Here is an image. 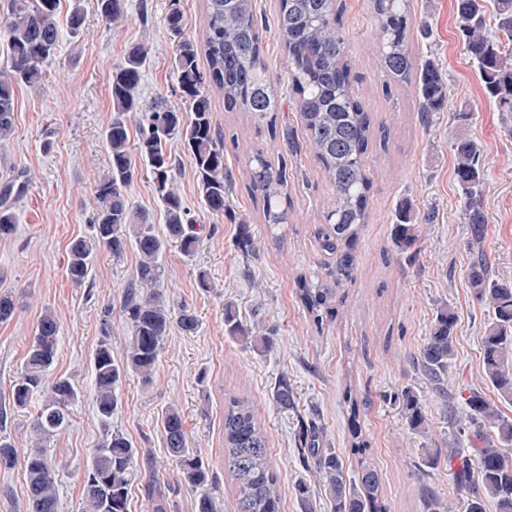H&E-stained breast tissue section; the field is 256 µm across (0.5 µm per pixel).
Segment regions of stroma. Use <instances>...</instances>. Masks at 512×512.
<instances>
[{"label": "stroma", "mask_w": 512, "mask_h": 512, "mask_svg": "<svg viewBox=\"0 0 512 512\" xmlns=\"http://www.w3.org/2000/svg\"><path fill=\"white\" fill-rule=\"evenodd\" d=\"M339 2L356 64V97L390 134L386 141H372L367 151L371 187L368 222L357 242L360 275L334 325L316 330L294 290L299 274L327 260L317 230L334 191L311 153L291 152L285 143L286 136L301 137L302 130L276 30L279 0H257L265 57L283 88L276 127L255 128L243 114L225 111L220 92L211 94L231 177L223 215L202 209L190 158L179 143L170 145L176 161L173 187L202 228L204 244L191 258L177 247L168 248L164 287L175 305L197 315L200 330L186 336L171 328L151 386H142L134 374L123 380L112 427L163 460L165 479L175 480L178 469L165 458L159 423L165 407L178 404L189 450L209 463L214 476L210 491L223 500L224 512H236L232 481L224 471L225 394H244L254 402L269 439L284 512H302L295 491L302 481L313 490L317 512H330L322 485L297 459L303 422L318 415L330 447L348 458L344 393L369 396L366 433L389 510L421 512V483L431 484L453 505L463 496L454 470L465 446L457 434L465 413L448 414L411 364L439 306L450 305L458 316L449 389L462 395L492 392L481 357L489 314L469 285V230L458 218L460 196L450 142L462 133L482 146L488 220L484 248L496 277L512 281V127L487 98L463 48L455 0L410 2L413 26L428 25L430 32L410 47L418 65L432 62L439 67L451 102L450 109L433 113L426 123L414 89L388 90L383 85L373 47L377 22L366 0ZM125 4L123 17L112 22L100 14L96 0H61L59 46L45 66L46 77L39 89L17 88L15 133L0 142V181L23 171L30 178L16 204L17 229L0 240V290H11L15 300L13 317L0 322L2 407L9 402L37 319L47 308L60 321L55 375L89 388L91 357L102 339V312L108 306L119 308L136 266L137 254L130 249L119 259L99 254L87 284L75 285L65 271L67 246L87 233L94 183L109 168L103 134L112 120V70L129 44H142L149 53L141 96L161 95L178 111L189 110L177 89L174 43L165 27L170 0ZM76 5L84 23L74 33L68 17ZM460 111L468 113V121L456 120ZM258 148L273 159L284 156L287 163L291 217L279 240L268 232L262 205L248 186V155ZM405 199L414 206L421 235L414 251L394 256L389 251L391 226ZM243 223L251 235L246 242L239 233ZM202 271L214 291L198 288ZM228 303L244 324L259 321L274 328L272 348L258 351L227 336ZM283 375L298 399L297 409L288 413L278 410L272 399ZM407 386L420 396L428 434L410 430L405 422L397 395ZM103 434L91 401L85 399L74 407L70 428L47 442L45 452L58 466L59 512H81L83 476Z\"/></svg>", "instance_id": "1"}]
</instances>
